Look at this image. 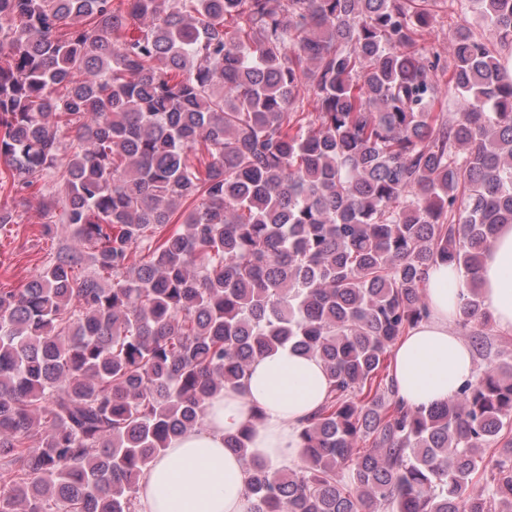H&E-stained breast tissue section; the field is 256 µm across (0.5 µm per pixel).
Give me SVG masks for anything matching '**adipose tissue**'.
<instances>
[{
  "mask_svg": "<svg viewBox=\"0 0 512 512\" xmlns=\"http://www.w3.org/2000/svg\"><path fill=\"white\" fill-rule=\"evenodd\" d=\"M481 299L500 328L512 331V224L501 225L479 271ZM463 273L437 264L426 275L429 316L411 329L393 357L399 397L414 408L453 398L477 372L471 347L456 330L457 285ZM329 380L323 363L288 348L257 357L241 384L211 402L206 428L174 439L140 483L136 512H250L249 461L270 469L294 467L302 423L323 402ZM252 425L247 457L224 436Z\"/></svg>",
  "mask_w": 512,
  "mask_h": 512,
  "instance_id": "adipose-tissue-1",
  "label": "adipose tissue"
}]
</instances>
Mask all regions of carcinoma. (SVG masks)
I'll list each match as a JSON object with an SVG mask.
<instances>
[{
	"instance_id": "obj_1",
	"label": "carcinoma",
	"mask_w": 512,
	"mask_h": 512,
	"mask_svg": "<svg viewBox=\"0 0 512 512\" xmlns=\"http://www.w3.org/2000/svg\"><path fill=\"white\" fill-rule=\"evenodd\" d=\"M428 2L0 0V189L51 182L42 235L71 230L0 288V512H135L171 440L288 347L329 389L297 465L250 466L251 512H512V362L431 408L388 373L438 263L482 345L512 224V0H458L490 35L456 26L446 65Z\"/></svg>"
}]
</instances>
